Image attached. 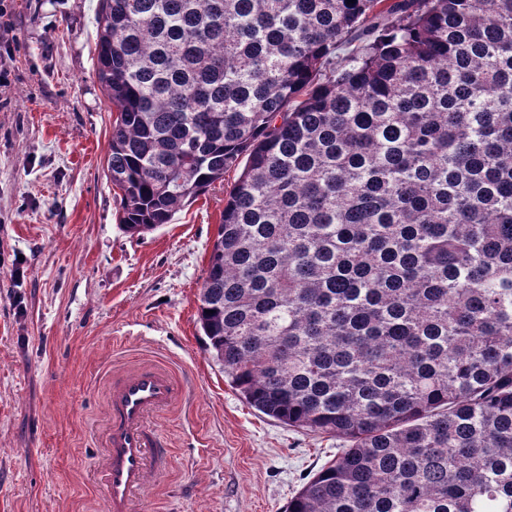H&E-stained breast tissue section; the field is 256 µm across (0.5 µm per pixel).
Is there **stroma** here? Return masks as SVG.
<instances>
[{
    "label": "stroma",
    "mask_w": 512,
    "mask_h": 512,
    "mask_svg": "<svg viewBox=\"0 0 512 512\" xmlns=\"http://www.w3.org/2000/svg\"><path fill=\"white\" fill-rule=\"evenodd\" d=\"M99 0H10L0 37V512H105L95 463L113 370L169 365L189 398L144 512H285L345 439L252 409L203 347L198 295L237 172L171 223L119 224Z\"/></svg>",
    "instance_id": "1"
}]
</instances>
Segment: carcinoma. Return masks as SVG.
Listing matches in <instances>:
<instances>
[{
  "instance_id": "cac0c4a2",
  "label": "carcinoma",
  "mask_w": 512,
  "mask_h": 512,
  "mask_svg": "<svg viewBox=\"0 0 512 512\" xmlns=\"http://www.w3.org/2000/svg\"><path fill=\"white\" fill-rule=\"evenodd\" d=\"M97 26L122 228L239 172L205 350L350 442L287 512H512V0H100Z\"/></svg>"
}]
</instances>
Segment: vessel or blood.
<instances>
[{"label":"vessel or blood","instance_id":"b4317fda","mask_svg":"<svg viewBox=\"0 0 512 512\" xmlns=\"http://www.w3.org/2000/svg\"><path fill=\"white\" fill-rule=\"evenodd\" d=\"M182 396L175 372L158 362L113 374L102 464L106 512H140L148 486L167 470L171 457L150 419Z\"/></svg>","mask_w":512,"mask_h":512}]
</instances>
